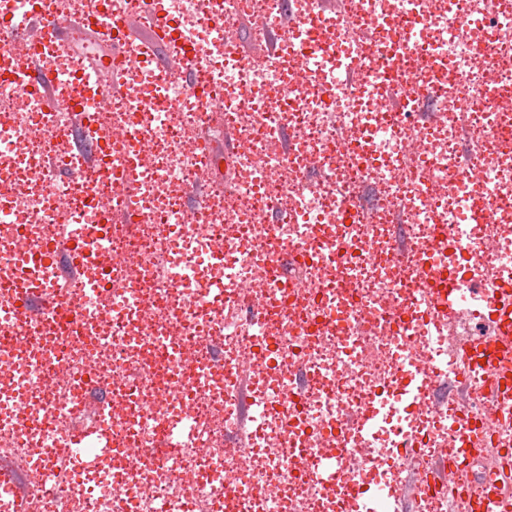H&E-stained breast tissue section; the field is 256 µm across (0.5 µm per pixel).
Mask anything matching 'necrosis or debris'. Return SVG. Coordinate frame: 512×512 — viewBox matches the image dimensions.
Here are the masks:
<instances>
[{"label":"necrosis or debris","instance_id":"4bbe7bcc","mask_svg":"<svg viewBox=\"0 0 512 512\" xmlns=\"http://www.w3.org/2000/svg\"><path fill=\"white\" fill-rule=\"evenodd\" d=\"M94 2L88 23L117 39L126 20L151 23L145 0ZM345 4L333 28L290 42L263 65L241 51L238 28L281 0H167L172 62L192 68L190 84L157 81L145 62L109 102L91 88L73 99L78 70L64 49L36 41L11 56L0 46V271L15 272L65 227L91 229L79 253L84 287L70 295L84 309L85 337L38 320L16 327L0 352V395L18 394L31 418L52 428L23 432L13 406L0 402V476L21 488L45 468V445L69 447L73 433L93 426L99 410L85 377L127 406L112 419L120 466L59 475L35 492L31 512H225L229 472L235 512H363L346 482L399 493L411 480L426 512H444L455 492L421 487L443 459L463 452L474 468L512 458V427L496 423L512 407V359L484 342L512 318L470 296L488 277L512 290V113L482 94L492 76L512 95V0H429L419 32L415 0ZM465 17L494 21L497 52L458 31ZM335 36L340 54L311 51ZM409 40L413 50L399 54ZM298 59L312 68L307 90L274 95ZM438 59L450 74L435 104L441 120L419 128L388 109L382 91L389 83L423 91ZM35 65L59 71L60 84L19 95L16 73ZM77 108L85 132L107 134L93 166L72 128ZM218 123L236 138L231 190L201 181L215 164L209 132ZM281 128L295 138L291 152L276 136ZM130 137L149 143L147 165L128 152ZM468 154L483 161L477 180L449 184ZM58 166L84 169L85 180L57 183L49 200L47 177ZM102 167L116 181H101ZM190 184L204 185L207 207L186 206ZM369 191L375 204L350 214L348 197ZM400 221L418 246L437 223L447 226L430 262L435 287L464 297L455 336L431 334L419 264L400 272L392 264ZM163 225L172 230L165 240ZM469 240L474 248L463 249ZM282 245L300 264L288 281L275 270ZM260 298L270 307L260 329L225 321V310ZM205 340L212 346L194 368L174 372L181 348ZM457 341L474 345L467 365L453 354ZM486 360L503 375L495 402L481 378ZM434 373L448 381L447 406L428 387ZM370 411L378 414L371 434L338 446L345 482L328 492L319 464L336 425ZM452 416L484 433L485 447L469 448L449 430ZM188 418L192 433L172 443L171 427ZM418 434L426 450L403 458L402 437Z\"/></svg>","mask_w":512,"mask_h":512}]
</instances>
